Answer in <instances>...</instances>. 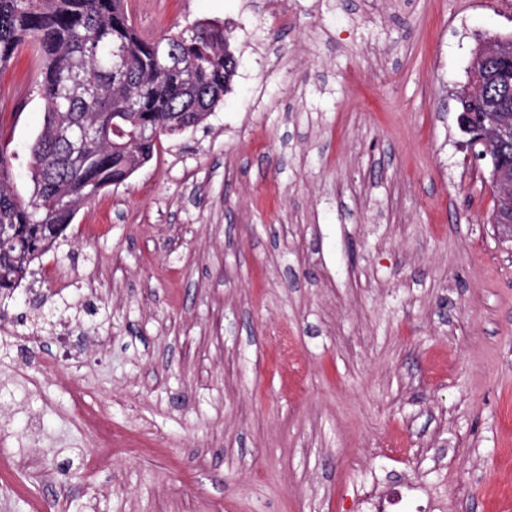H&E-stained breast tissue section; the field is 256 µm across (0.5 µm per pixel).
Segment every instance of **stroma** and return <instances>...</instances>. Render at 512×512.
I'll return each instance as SVG.
<instances>
[{"label":"stroma","instance_id":"1","mask_svg":"<svg viewBox=\"0 0 512 512\" xmlns=\"http://www.w3.org/2000/svg\"><path fill=\"white\" fill-rule=\"evenodd\" d=\"M125 6L156 38L223 25L238 66L0 297V512H362L397 483L393 512H512V242L455 101L512 0ZM38 65L0 69L25 198Z\"/></svg>","mask_w":512,"mask_h":512}]
</instances>
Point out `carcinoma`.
Instances as JSON below:
<instances>
[{
    "label": "carcinoma",
    "instance_id": "cac0c4a2",
    "mask_svg": "<svg viewBox=\"0 0 512 512\" xmlns=\"http://www.w3.org/2000/svg\"><path fill=\"white\" fill-rule=\"evenodd\" d=\"M224 27L198 22L174 35L137 36L122 0H0V68L25 45L41 57L44 127L31 147L33 191L14 190L0 153V293L55 248L80 206L149 162L186 115H209L224 98ZM487 101L512 110V81ZM131 142L129 150L118 145Z\"/></svg>",
    "mask_w": 512,
    "mask_h": 512
}]
</instances>
